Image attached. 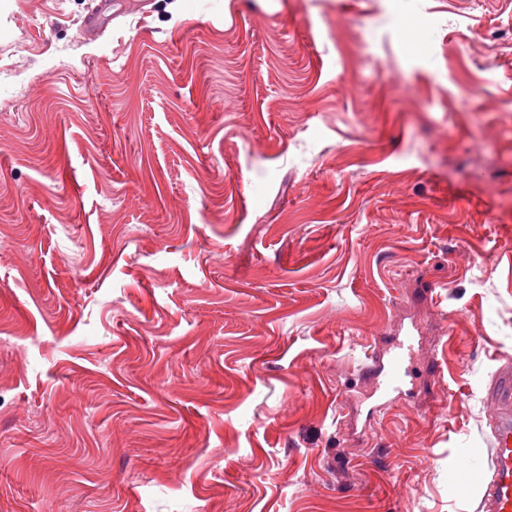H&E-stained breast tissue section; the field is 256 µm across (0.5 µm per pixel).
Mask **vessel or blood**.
<instances>
[{
	"label": "vessel or blood",
	"instance_id": "1",
	"mask_svg": "<svg viewBox=\"0 0 512 512\" xmlns=\"http://www.w3.org/2000/svg\"><path fill=\"white\" fill-rule=\"evenodd\" d=\"M403 342H389L386 350H366L360 374L377 383L381 406H388L393 394L404 393L412 367L402 355ZM497 411L490 419L494 437L493 472L484 484L480 512H512V371L498 379Z\"/></svg>",
	"mask_w": 512,
	"mask_h": 512
}]
</instances>
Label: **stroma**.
<instances>
[{
    "mask_svg": "<svg viewBox=\"0 0 512 512\" xmlns=\"http://www.w3.org/2000/svg\"><path fill=\"white\" fill-rule=\"evenodd\" d=\"M506 364L512 0H0V512H479ZM404 342L391 340L384 351L368 349L364 352L361 362L360 374L377 383L381 391L380 403L374 406L375 411L388 406L392 401V394L406 393L408 378L413 377V367L405 364L401 350Z\"/></svg>",
    "mask_w": 512,
    "mask_h": 512,
    "instance_id": "stroma-1",
    "label": "stroma"
}]
</instances>
